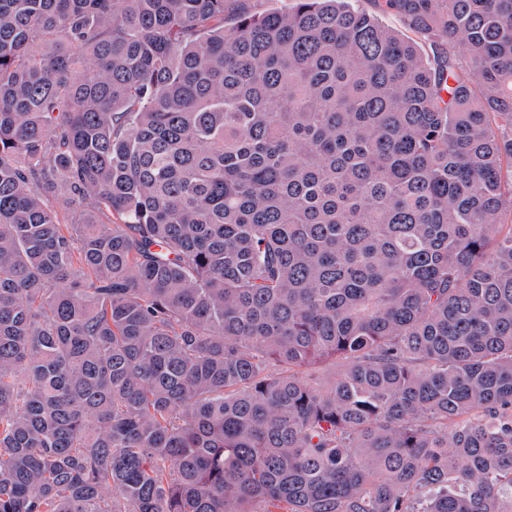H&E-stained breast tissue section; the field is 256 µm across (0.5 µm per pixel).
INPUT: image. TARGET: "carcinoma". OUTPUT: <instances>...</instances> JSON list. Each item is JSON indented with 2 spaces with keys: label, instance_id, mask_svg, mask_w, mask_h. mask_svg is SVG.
Returning a JSON list of instances; mask_svg holds the SVG:
<instances>
[{
  "label": "carcinoma",
  "instance_id": "cac0c4a2",
  "mask_svg": "<svg viewBox=\"0 0 512 512\" xmlns=\"http://www.w3.org/2000/svg\"><path fill=\"white\" fill-rule=\"evenodd\" d=\"M0 0V512H512V0ZM295 5V0H240L238 10L224 12L225 28L234 27L239 13L262 14L269 11L287 12ZM382 0H355L352 2L356 7L359 9H362L366 12H368L371 15L378 16L383 22H385L387 25L401 29L408 35L412 36L413 33L404 26L403 20L400 18L399 15L395 14L394 12H383L380 7V3Z\"/></svg>",
  "mask_w": 512,
  "mask_h": 512
}]
</instances>
